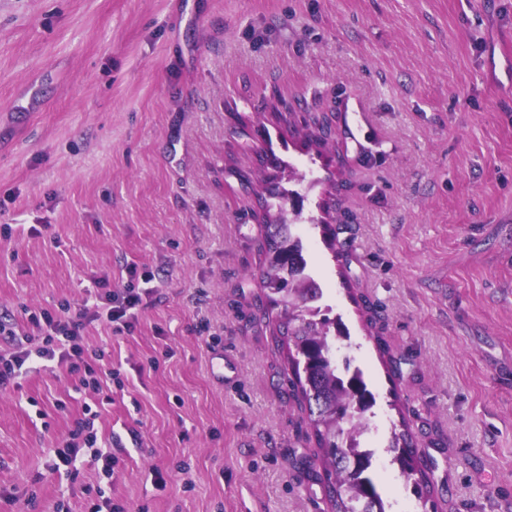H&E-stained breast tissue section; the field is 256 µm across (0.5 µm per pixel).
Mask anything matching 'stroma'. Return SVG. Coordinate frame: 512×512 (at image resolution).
I'll use <instances>...</instances> for the list:
<instances>
[{"label":"stroma","instance_id":"1","mask_svg":"<svg viewBox=\"0 0 512 512\" xmlns=\"http://www.w3.org/2000/svg\"><path fill=\"white\" fill-rule=\"evenodd\" d=\"M512 0H0V323L149 289L112 353L99 450L50 473L97 397L58 369L0 389V512H328L308 412L255 320L274 186L306 174L303 240L376 405L408 423L438 512H512ZM297 126L328 118L327 144ZM341 222L326 244L315 220Z\"/></svg>","mask_w":512,"mask_h":512}]
</instances>
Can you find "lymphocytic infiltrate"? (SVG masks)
Returning <instances> with one entry per match:
<instances>
[{
  "label": "lymphocytic infiltrate",
  "instance_id": "obj_1",
  "mask_svg": "<svg viewBox=\"0 0 512 512\" xmlns=\"http://www.w3.org/2000/svg\"><path fill=\"white\" fill-rule=\"evenodd\" d=\"M142 302L141 292L131 285L119 294L109 290L99 293L95 310L78 319L70 317L69 306L65 303L56 310L42 311L44 335L38 349L29 350L18 342L12 351L0 354V388L13 385L17 373L36 358L56 363L68 375L76 377L82 388L101 395L103 403H111V395L104 392L113 377L111 355L102 349L88 350L83 344L84 331L88 324L101 319L133 328L136 320L134 311ZM70 436V447L56 453L60 465L75 470L79 451L86 446L91 448V458L101 472L108 477L113 475L118 459L114 454L96 450L97 436L89 421L76 420Z\"/></svg>",
  "mask_w": 512,
  "mask_h": 512
}]
</instances>
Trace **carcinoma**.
I'll return each instance as SVG.
<instances>
[{
	"instance_id": "obj_1",
	"label": "carcinoma",
	"mask_w": 512,
	"mask_h": 512,
	"mask_svg": "<svg viewBox=\"0 0 512 512\" xmlns=\"http://www.w3.org/2000/svg\"><path fill=\"white\" fill-rule=\"evenodd\" d=\"M286 214L283 204L265 199L256 214L265 227L261 247L265 262L256 276L262 318H275L281 342L287 346L292 387L309 410V425L323 463L320 481L331 512H355L363 505L367 512H383L372 458L354 448L355 437L369 425L367 413L375 396L363 370L347 365L341 371L336 365V339H348L350 333L341 319L329 317L331 307L313 308L323 298L322 289L309 274L298 279L285 273L288 267L308 266L296 233L302 212L292 211V220ZM386 452L411 484V493L424 503L430 501V468L417 457L409 429L392 432Z\"/></svg>"
}]
</instances>
